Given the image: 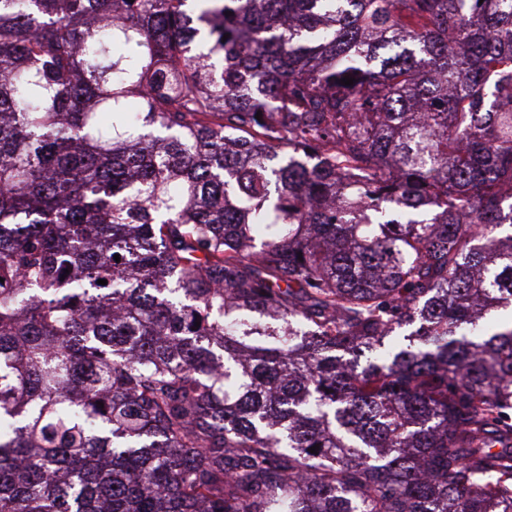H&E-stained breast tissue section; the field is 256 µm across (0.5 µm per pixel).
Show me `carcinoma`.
<instances>
[{
	"mask_svg": "<svg viewBox=\"0 0 512 512\" xmlns=\"http://www.w3.org/2000/svg\"><path fill=\"white\" fill-rule=\"evenodd\" d=\"M0 512H512V0H0Z\"/></svg>",
	"mask_w": 512,
	"mask_h": 512,
	"instance_id": "cac0c4a2",
	"label": "carcinoma"
}]
</instances>
